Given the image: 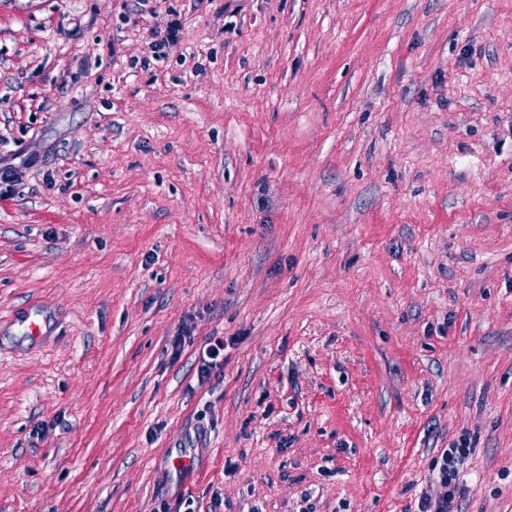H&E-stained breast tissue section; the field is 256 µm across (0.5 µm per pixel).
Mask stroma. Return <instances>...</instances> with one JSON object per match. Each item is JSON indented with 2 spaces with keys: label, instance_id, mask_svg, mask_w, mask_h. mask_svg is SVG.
<instances>
[{
  "label": "stroma",
  "instance_id": "obj_1",
  "mask_svg": "<svg viewBox=\"0 0 512 512\" xmlns=\"http://www.w3.org/2000/svg\"><path fill=\"white\" fill-rule=\"evenodd\" d=\"M31 154L0 512H408L461 440L462 512H512V0H0ZM181 31V23L172 19L166 23L164 30L156 31L153 34V41L150 43L152 56L158 60L166 57L165 49L180 38L179 33ZM163 32V33H162ZM224 366V340L213 338L199 353L197 367V383L205 385L210 382L212 376Z\"/></svg>",
  "mask_w": 512,
  "mask_h": 512
}]
</instances>
